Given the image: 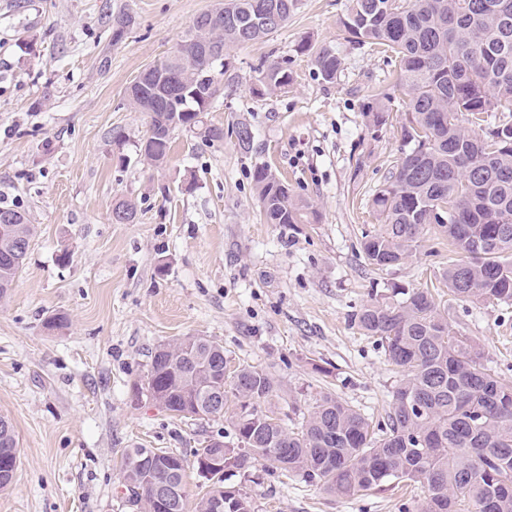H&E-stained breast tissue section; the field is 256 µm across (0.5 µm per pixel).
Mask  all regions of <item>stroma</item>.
Masks as SVG:
<instances>
[{"label": "stroma", "mask_w": 512, "mask_h": 512, "mask_svg": "<svg viewBox=\"0 0 512 512\" xmlns=\"http://www.w3.org/2000/svg\"><path fill=\"white\" fill-rule=\"evenodd\" d=\"M217 2L0 0V206L34 227L0 301V415L18 439L0 512H136L121 468L129 448L184 456L196 499L204 480L194 451L217 436L235 445L231 417L180 419L131 392L157 347L191 336L219 342L232 365L271 373L280 386L271 408L288 427L327 390L382 420L399 375L352 317L371 290L394 283L437 289L449 321L512 384V305L440 292L455 253L448 241L428 240L380 274L359 250L378 225L370 199L399 157L406 107L398 68L340 27L348 0H300L278 32L231 51L233 79L207 115L223 141L179 131L163 167L141 161L149 115L127 89ZM120 10L132 23L116 42ZM307 38L340 56L335 83L299 52ZM281 59L288 88L255 94L258 68ZM378 93L391 99L383 126L364 116ZM241 124L254 136L247 151ZM259 163L314 205L317 223H265L252 181ZM120 199L135 204L134 222H113ZM58 314L65 327L47 329ZM253 474L226 484L250 492L259 512H414L423 496L394 482L346 498L267 464Z\"/></svg>", "instance_id": "obj_1"}]
</instances>
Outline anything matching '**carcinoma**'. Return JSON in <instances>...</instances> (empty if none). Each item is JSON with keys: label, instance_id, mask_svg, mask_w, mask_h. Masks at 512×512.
I'll return each mask as SVG.
<instances>
[{"label": "carcinoma", "instance_id": "1", "mask_svg": "<svg viewBox=\"0 0 512 512\" xmlns=\"http://www.w3.org/2000/svg\"><path fill=\"white\" fill-rule=\"evenodd\" d=\"M298 0H224L219 24L193 21L175 50L148 67L146 82L128 88L134 108L165 99L149 113L152 137L139 152L148 164L164 163L174 132L206 143L224 129L206 114L227 73L233 47L270 36L297 10ZM341 25L358 48L378 46L398 59L408 97L401 125V156L374 192L371 208L379 229L361 249L380 271L415 257L434 232L466 255L448 262L442 275L448 294L474 304L512 303V0H350ZM322 80L336 81L342 62L326 45L305 40ZM178 75L180 95L156 75ZM288 67L259 70V93L288 86ZM375 125L389 120L376 99L366 112ZM253 182L268 224H311L314 206L297 197L271 167L258 164ZM447 221L432 220L434 211ZM13 228L0 234V297L27 259L32 227L25 213L0 207ZM354 324L380 342L401 372L386 422L369 418L326 393L315 399L298 430L288 428L266 404L277 392L257 366L230 369L224 346L188 337L158 349L135 399L153 391L164 409L180 418L216 420L208 393L224 392L236 406L237 446L224 448L231 468L249 476L269 463L287 475L321 484L353 498L387 481L424 489L417 512H512V384L484 363V351L448 321L428 288L394 286L375 294L354 315ZM139 448L123 456L128 502L150 505L147 472L136 464ZM0 457L17 458L12 423L0 418ZM232 512H258L242 490L228 499Z\"/></svg>", "mask_w": 512, "mask_h": 512}]
</instances>
